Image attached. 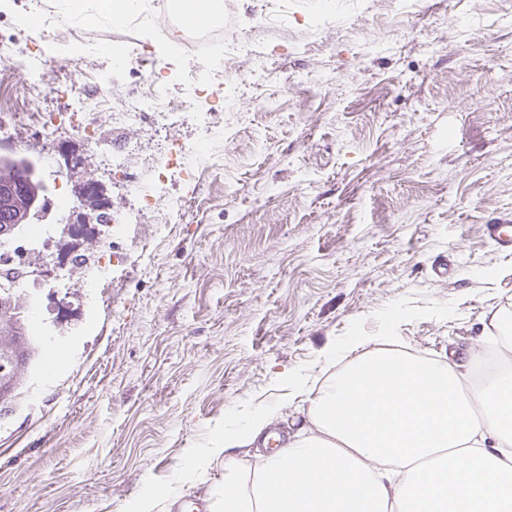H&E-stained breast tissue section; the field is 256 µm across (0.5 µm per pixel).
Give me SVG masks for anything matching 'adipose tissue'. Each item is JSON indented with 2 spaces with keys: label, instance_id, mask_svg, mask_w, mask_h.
<instances>
[{
  "label": "adipose tissue",
  "instance_id": "adipose-tissue-1",
  "mask_svg": "<svg viewBox=\"0 0 512 512\" xmlns=\"http://www.w3.org/2000/svg\"><path fill=\"white\" fill-rule=\"evenodd\" d=\"M308 403V427L271 454L224 455L266 442L274 411L259 405L188 459L192 472L224 462L209 512H512V356L382 347Z\"/></svg>",
  "mask_w": 512,
  "mask_h": 512
}]
</instances>
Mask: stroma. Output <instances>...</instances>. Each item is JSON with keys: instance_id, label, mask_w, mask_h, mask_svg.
Returning a JSON list of instances; mask_svg holds the SVG:
<instances>
[{"instance_id": "1", "label": "stroma", "mask_w": 512, "mask_h": 512, "mask_svg": "<svg viewBox=\"0 0 512 512\" xmlns=\"http://www.w3.org/2000/svg\"><path fill=\"white\" fill-rule=\"evenodd\" d=\"M29 0H0V47L39 56L47 41L92 43L74 71L45 66L41 83L0 73L1 112H65L68 78L93 89L109 77L95 144L77 132L48 147L30 124L0 142L24 160L52 200L72 201L26 225L14 242L43 286L24 282L35 335L64 344L54 376L42 358L0 416V512H135L150 491L201 494L222 465L185 472L193 453L234 411L275 407L298 416L288 381L326 378L330 356L350 359L379 336L442 357L483 345L493 312L512 316V254L483 227L512 220V0H223L214 31L251 55L221 62L236 82L232 104L187 74L203 51L172 20L173 0H145V19L115 27L26 24ZM150 50L178 115L130 123L140 88L132 75ZM224 126L219 170L173 163L167 196L183 200L173 224L148 215L145 246L104 249L97 208L77 205L86 184L114 210L136 207L107 156L138 147L129 172L210 123ZM52 149L57 165L42 160ZM118 255L113 279L86 288L73 259ZM448 264V280L434 273Z\"/></svg>"}]
</instances>
